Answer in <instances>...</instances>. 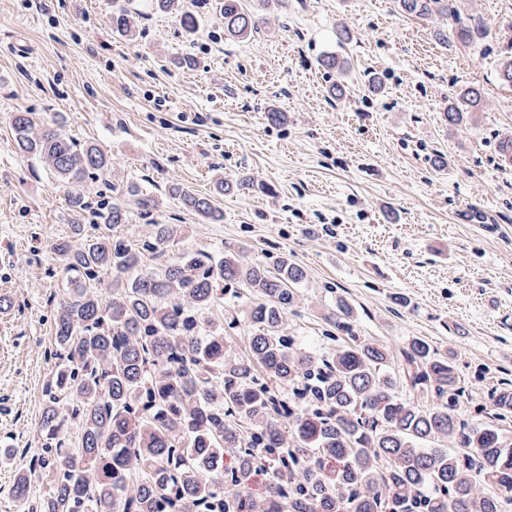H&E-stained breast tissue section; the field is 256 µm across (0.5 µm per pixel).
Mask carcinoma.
<instances>
[{
  "mask_svg": "<svg viewBox=\"0 0 512 512\" xmlns=\"http://www.w3.org/2000/svg\"><path fill=\"white\" fill-rule=\"evenodd\" d=\"M398 10L427 19L446 14L467 36L449 0H397ZM224 32L244 39L261 23L243 0H222ZM112 30L131 33L129 13H112ZM482 103L480 89L460 88L445 118L461 126ZM17 148L44 159L68 188L70 208L87 206L80 184L109 167L94 145H78L59 125L36 127L16 112ZM253 181H222L202 196L171 194L207 221L218 198ZM96 233L73 225L71 240L46 243L70 274L54 321L56 369L45 384L40 452L14 479L16 501L34 512H508L512 440L477 424L464 431L456 407L464 395L456 358L416 338L398 353L360 336L343 300L324 314L322 341L310 351L288 334L305 268L280 258L275 269L241 260V247L217 257L177 256L160 276L142 273L137 249L112 230L126 211L115 200ZM172 224H152L146 247L166 253ZM111 272L105 285L99 271ZM249 296L247 345L226 330L224 300ZM398 376H393L392 366ZM439 399L423 408L402 399L398 382ZM498 420L512 416V388L491 389ZM462 435L468 452L427 448Z\"/></svg>",
  "mask_w": 512,
  "mask_h": 512,
  "instance_id": "obj_1",
  "label": "carcinoma"
}]
</instances>
